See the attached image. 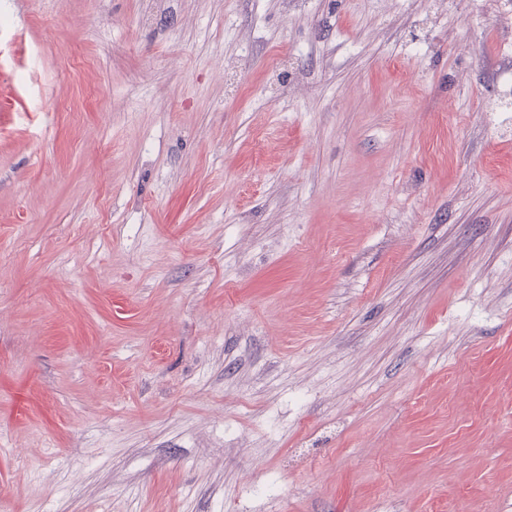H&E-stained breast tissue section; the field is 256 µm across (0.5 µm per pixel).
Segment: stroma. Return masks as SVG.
<instances>
[{
  "label": "stroma",
  "mask_w": 512,
  "mask_h": 512,
  "mask_svg": "<svg viewBox=\"0 0 512 512\" xmlns=\"http://www.w3.org/2000/svg\"><path fill=\"white\" fill-rule=\"evenodd\" d=\"M512 0H0V512H512Z\"/></svg>",
  "instance_id": "stroma-1"
}]
</instances>
